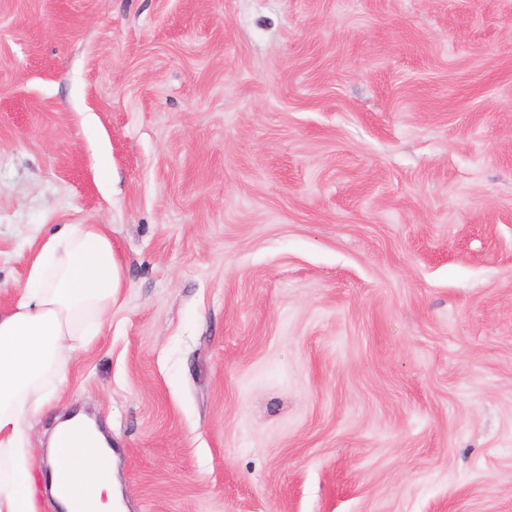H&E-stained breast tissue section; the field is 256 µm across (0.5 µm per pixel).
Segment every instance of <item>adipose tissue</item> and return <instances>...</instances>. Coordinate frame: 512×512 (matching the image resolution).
I'll use <instances>...</instances> for the list:
<instances>
[{
  "label": "adipose tissue",
  "mask_w": 512,
  "mask_h": 512,
  "mask_svg": "<svg viewBox=\"0 0 512 512\" xmlns=\"http://www.w3.org/2000/svg\"><path fill=\"white\" fill-rule=\"evenodd\" d=\"M121 285L112 239L96 224H71L33 254L27 281L10 312L0 314V512H41L25 428L65 380L87 317H103ZM52 444L51 485L67 478L86 512H114L112 451L92 421L77 416Z\"/></svg>",
  "instance_id": "obj_1"
}]
</instances>
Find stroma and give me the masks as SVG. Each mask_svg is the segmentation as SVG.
<instances>
[{
    "instance_id": "stroma-1",
    "label": "stroma",
    "mask_w": 512,
    "mask_h": 512,
    "mask_svg": "<svg viewBox=\"0 0 512 512\" xmlns=\"http://www.w3.org/2000/svg\"><path fill=\"white\" fill-rule=\"evenodd\" d=\"M122 271L26 436L125 512H512V0H0V313ZM68 432L70 441L60 445L62 434ZM54 466L49 474L50 491L60 507L74 512L68 480L75 499L87 505L85 512H112L117 507L112 495V450L92 421L82 416L62 422L56 429L51 446ZM62 494V495H61Z\"/></svg>"
}]
</instances>
